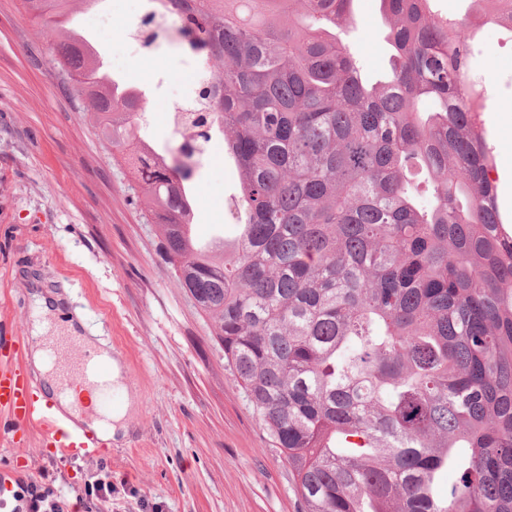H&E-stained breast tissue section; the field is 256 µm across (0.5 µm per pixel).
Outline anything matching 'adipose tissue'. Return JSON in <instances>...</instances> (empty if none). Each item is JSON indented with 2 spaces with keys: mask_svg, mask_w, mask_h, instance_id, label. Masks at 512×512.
I'll return each instance as SVG.
<instances>
[{
  "mask_svg": "<svg viewBox=\"0 0 512 512\" xmlns=\"http://www.w3.org/2000/svg\"><path fill=\"white\" fill-rule=\"evenodd\" d=\"M54 303L55 300L51 297L43 296L38 299L28 342V366L34 378L40 382L43 393H54L57 385V374L48 359L47 348L52 344H61L66 338L81 342L94 360L106 365L107 379L113 387L124 389L125 376L119 360L111 356L109 348L102 341L92 336L81 335L79 321L63 319L59 323H52ZM98 395L99 386L96 378L77 383L70 391L60 396L57 413L65 418L71 427L86 430L106 442L115 443L125 439L131 429L136 394L127 392L124 406L101 418L89 413L90 408L95 406Z\"/></svg>",
  "mask_w": 512,
  "mask_h": 512,
  "instance_id": "ef3b65f1",
  "label": "adipose tissue"
}]
</instances>
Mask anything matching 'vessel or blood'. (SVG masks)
Returning <instances> with one entry per match:
<instances>
[{
    "mask_svg": "<svg viewBox=\"0 0 512 512\" xmlns=\"http://www.w3.org/2000/svg\"><path fill=\"white\" fill-rule=\"evenodd\" d=\"M103 364L92 362L91 358L80 359L78 365L62 372L58 390L66 392L75 378L86 371L102 372ZM55 401L46 398L37 402L31 395V382L16 353L0 352V410L8 412L13 423V434H27L32 425L43 428L44 445L55 448L57 453L70 457L73 455L94 457L100 449L94 438L86 432L66 428L64 422L53 411Z\"/></svg>",
    "mask_w": 512,
    "mask_h": 512,
    "instance_id": "obj_1",
    "label": "vessel or blood"
}]
</instances>
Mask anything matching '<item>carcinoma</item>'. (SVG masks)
I'll use <instances>...</instances> for the list:
<instances>
[{
	"label": "carcinoma",
	"mask_w": 512,
	"mask_h": 512,
	"mask_svg": "<svg viewBox=\"0 0 512 512\" xmlns=\"http://www.w3.org/2000/svg\"><path fill=\"white\" fill-rule=\"evenodd\" d=\"M84 116L128 166L168 263L224 345L301 512H512V234L500 216L473 33L512 0L436 21L381 0L390 69L363 82L336 30L352 0H154L208 78L193 139L238 165L231 252L185 231L191 169L134 130L149 110L66 27L79 4L22 0ZM457 481L441 497L436 480Z\"/></svg>",
	"instance_id": "obj_1"
}]
</instances>
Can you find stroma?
I'll use <instances>...</instances> for the list:
<instances>
[{
    "mask_svg": "<svg viewBox=\"0 0 512 512\" xmlns=\"http://www.w3.org/2000/svg\"><path fill=\"white\" fill-rule=\"evenodd\" d=\"M133 0H96L75 30L99 52L112 78L146 94L138 128L160 152L177 153L171 110L186 101L171 76L174 45L146 48L134 32ZM344 40L371 80L388 67L380 0H352ZM467 79L485 89L481 118L493 154L490 177L512 232V32L485 27ZM63 86L21 0H0V344L25 353L30 292L60 294L125 367L138 394L134 430L100 458L64 457L37 436L11 442L0 417V472L39 478L60 471L75 487L112 465V512H299L287 466L224 364L206 316L179 286L156 225L146 223L97 130ZM197 237L233 243L241 218L235 161L213 137L193 176Z\"/></svg>",
    "mask_w": 512,
    "mask_h": 512,
    "instance_id": "35a3bbf8",
    "label": "stroma"
}]
</instances>
